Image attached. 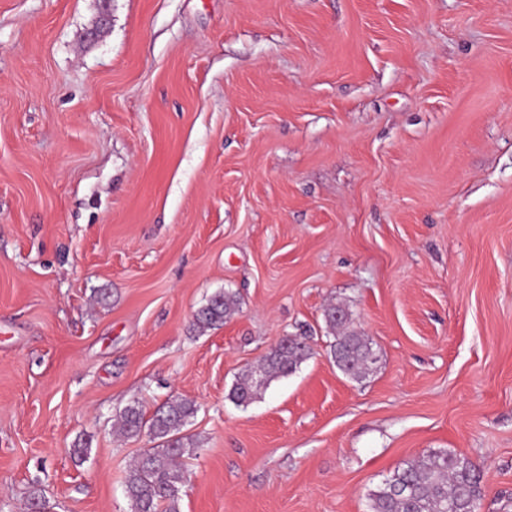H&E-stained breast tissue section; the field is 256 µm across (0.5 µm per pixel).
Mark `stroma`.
Returning <instances> with one entry per match:
<instances>
[{
    "instance_id": "obj_1",
    "label": "stroma",
    "mask_w": 512,
    "mask_h": 512,
    "mask_svg": "<svg viewBox=\"0 0 512 512\" xmlns=\"http://www.w3.org/2000/svg\"><path fill=\"white\" fill-rule=\"evenodd\" d=\"M172 397L181 512H368L429 451L512 512V0H0V512H130L114 416ZM236 305L237 302L232 295L223 292L215 294L194 314L193 326L205 331L223 324L224 319L235 311ZM336 313H340L341 316L336 317ZM324 316L334 335L330 353L336 366L350 378H363L371 365L378 361L372 343L351 328V318L345 308L330 305L325 310ZM336 328L338 329L337 334ZM306 337L294 336L287 344L272 347L262 360L260 376L253 369L243 375L233 387L230 397L239 406H247L261 395V391L275 378L294 373L298 367L314 354Z\"/></svg>"
}]
</instances>
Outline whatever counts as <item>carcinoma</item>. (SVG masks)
I'll return each mask as SVG.
<instances>
[{
	"label": "carcinoma",
	"instance_id": "obj_1",
	"mask_svg": "<svg viewBox=\"0 0 512 512\" xmlns=\"http://www.w3.org/2000/svg\"><path fill=\"white\" fill-rule=\"evenodd\" d=\"M236 305L232 295L218 293L194 314L193 326L205 331L220 325ZM325 319L335 332L330 353L336 366L350 378H363L378 361L372 343L351 328L345 308L329 306ZM313 354L304 337L271 348L262 360L260 373L251 370L243 375L233 387L231 399L238 406L251 404L273 379L294 373ZM196 412L193 401L175 397L148 420L137 404L124 407L117 415L126 435L137 436L146 426L159 441L141 455L126 478L131 512H180L179 486L184 475L178 460L193 452V443L181 436V428ZM481 483V472L467 458L430 451L397 466L368 495L369 512H476Z\"/></svg>",
	"mask_w": 512,
	"mask_h": 512
}]
</instances>
